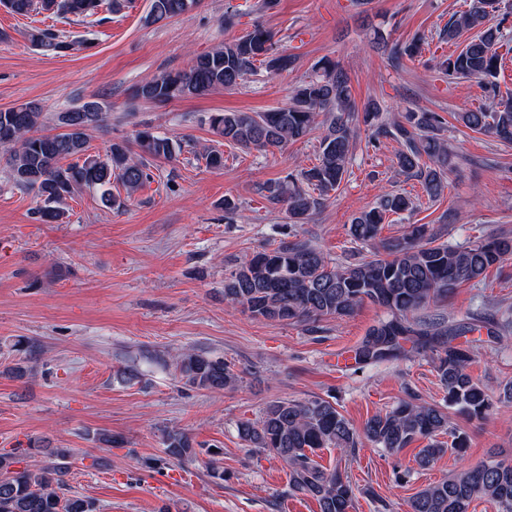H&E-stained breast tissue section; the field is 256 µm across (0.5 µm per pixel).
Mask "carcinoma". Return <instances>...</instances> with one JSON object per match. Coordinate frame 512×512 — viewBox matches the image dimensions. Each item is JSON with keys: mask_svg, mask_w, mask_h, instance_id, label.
Listing matches in <instances>:
<instances>
[{"mask_svg": "<svg viewBox=\"0 0 512 512\" xmlns=\"http://www.w3.org/2000/svg\"><path fill=\"white\" fill-rule=\"evenodd\" d=\"M199 0H151L147 22L154 24L180 16L198 6ZM12 13L27 16L39 9L57 15L92 17L105 8L118 12L125 0H3ZM501 10V0H472L469 8L438 33L440 41L457 45L462 35L474 32L462 48L440 65L448 81L474 78L483 85L492 104L457 113L464 127L512 143V98H498L496 78L499 48L512 42L503 25L490 23ZM31 42L46 51L65 53L74 43L61 39L50 26L30 34ZM273 34L257 23L244 34L195 58L187 70L162 71L132 87L133 97L148 102L206 95L216 89H234L257 67L271 73L293 68L296 58L273 48ZM425 39L396 43L388 51L391 65L421 56ZM316 77L298 85L288 102L266 112H216L210 127L224 142L244 151L282 150L288 144L320 130L317 163L295 174L271 181L261 188L266 197L285 206L292 224H304L321 209L348 173L351 148L359 125L370 132L369 143L382 139L400 143L396 153L399 174L418 181L428 200L440 198L448 187L451 152L444 137V122L436 112H401L389 115L379 102L358 107L351 80L338 63L323 58ZM103 121L102 106L85 102L55 116L59 133L44 131L41 107L29 102L0 109V147L9 149L16 186L39 199L36 220L56 222L63 216L59 204L76 190L101 191L102 200L121 209L133 194L154 180L160 160L175 159L171 139L154 134L136 122L133 142L112 143L104 155L91 154L88 131ZM118 181L125 195L112 193ZM417 208L404 193L385 192L377 206L352 218L349 236L372 253L353 262L337 263L311 242L282 241L273 249L254 253L224 279V299L255 318L285 323H315L324 318L352 315L368 301L385 313L354 348L352 359L361 366L396 360L406 345L416 353L435 356L445 402L470 419H482L491 407L486 390L473 379L468 366L481 339L467 335L486 331L501 345L509 322L480 314L473 322L450 324L427 310L448 299L465 281L486 276L494 266L512 256V239L490 235L465 247L441 241L443 231L430 224H412L400 237H380L382 224L391 215L403 216ZM185 384L203 390L235 385L239 376L222 358L190 349L177 362ZM239 437L248 445L281 458L289 470L288 486L309 496L319 512H351L354 493L338 469L327 470L316 460L322 448L351 449L364 439L389 453H398L418 440L416 463L429 469L446 453L466 448V434L449 425L448 412L438 404L402 401L377 413L355 430L330 401L276 400L261 416L238 424ZM446 435L450 441H441ZM166 455L178 462L196 457L191 437L179 430L164 433ZM73 448H46L31 439L25 448L0 454V512H97L94 501L76 495L62 496ZM476 500L496 503L500 512H512V459L490 457L427 484L407 500L408 512H469Z\"/></svg>", "mask_w": 512, "mask_h": 512, "instance_id": "1", "label": "carcinoma"}]
</instances>
